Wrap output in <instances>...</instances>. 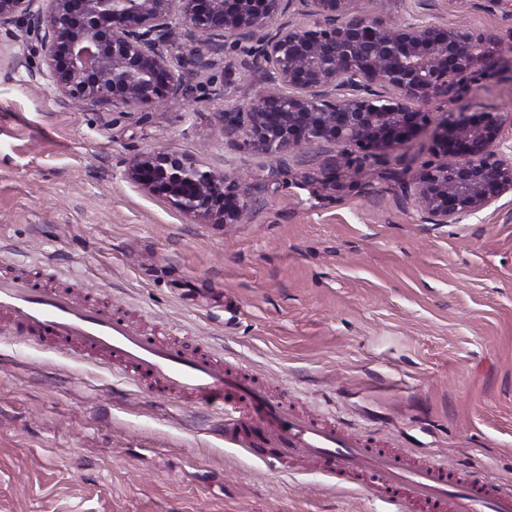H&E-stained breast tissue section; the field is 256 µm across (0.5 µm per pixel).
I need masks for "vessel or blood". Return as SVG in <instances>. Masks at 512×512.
I'll return each instance as SVG.
<instances>
[{
  "label": "vessel or blood",
  "instance_id": "b4317fda",
  "mask_svg": "<svg viewBox=\"0 0 512 512\" xmlns=\"http://www.w3.org/2000/svg\"><path fill=\"white\" fill-rule=\"evenodd\" d=\"M0 311L16 333H36L38 341L61 349L75 342L86 361L104 356L118 363L125 380L153 397L221 406L225 444L261 454L274 472L302 456L339 483L365 476L369 495L403 507L421 502L429 512H512V488L490 476L460 477L434 460L409 465L373 435H351L268 397L223 353L186 350L164 329L140 332L95 302L42 288L40 273L0 278Z\"/></svg>",
  "mask_w": 512,
  "mask_h": 512
}]
</instances>
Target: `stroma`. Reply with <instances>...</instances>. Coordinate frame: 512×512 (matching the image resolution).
I'll return each mask as SVG.
<instances>
[{
	"label": "stroma",
	"instance_id": "35a3bbf8",
	"mask_svg": "<svg viewBox=\"0 0 512 512\" xmlns=\"http://www.w3.org/2000/svg\"><path fill=\"white\" fill-rule=\"evenodd\" d=\"M356 5L512 44V0ZM37 46L0 25V271L42 268L135 329L224 352L302 415L512 485V194L436 224L410 190L461 114L502 113L512 145V63L433 101L413 140L353 174L333 143L268 154L222 132L218 114L266 85L245 44L200 75L179 39L191 93L124 113L57 99ZM142 152L238 180L242 219L202 224L143 190L126 176ZM9 323L0 312V512H401L301 457L273 473L225 445L216 407L148 397Z\"/></svg>",
	"mask_w": 512,
	"mask_h": 512
}]
</instances>
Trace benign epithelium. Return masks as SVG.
Instances as JSON below:
<instances>
[{"label": "benign epithelium", "mask_w": 512, "mask_h": 512, "mask_svg": "<svg viewBox=\"0 0 512 512\" xmlns=\"http://www.w3.org/2000/svg\"><path fill=\"white\" fill-rule=\"evenodd\" d=\"M282 1L308 7L316 21L281 25L258 40L250 52L271 87L248 109L218 116L224 132L268 153L336 142L357 153H342L357 171L412 139L432 100L494 65L498 45L481 35L423 22L390 29L354 0H0V23L27 21L57 97L120 109L162 103L182 89L186 75L166 54L176 28L209 53L225 48V37L253 39ZM503 124L497 112H474L441 126L434 160L413 177L415 200L431 220L456 223L512 193ZM126 176L211 224L242 217L240 187L191 157L139 153Z\"/></svg>", "instance_id": "obj_1"}]
</instances>
